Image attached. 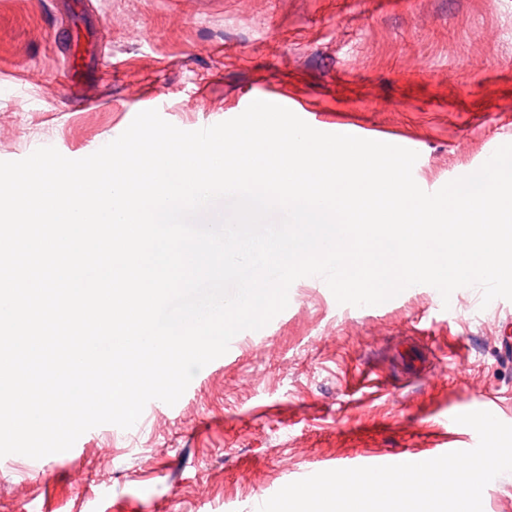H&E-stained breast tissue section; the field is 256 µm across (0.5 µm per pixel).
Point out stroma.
I'll return each instance as SVG.
<instances>
[{
  "label": "stroma",
  "mask_w": 512,
  "mask_h": 512,
  "mask_svg": "<svg viewBox=\"0 0 512 512\" xmlns=\"http://www.w3.org/2000/svg\"><path fill=\"white\" fill-rule=\"evenodd\" d=\"M61 9L0 0V161L46 146L87 157L151 108L209 127L269 89L318 131L351 123L415 144L429 193L512 143V0H88L68 27ZM451 299L421 284L356 307L300 278L175 405L63 453L0 457V512H253L294 475L463 437L454 418L482 398L512 425V309L476 287ZM359 366L384 397L356 401Z\"/></svg>",
  "instance_id": "obj_1"
}]
</instances>
